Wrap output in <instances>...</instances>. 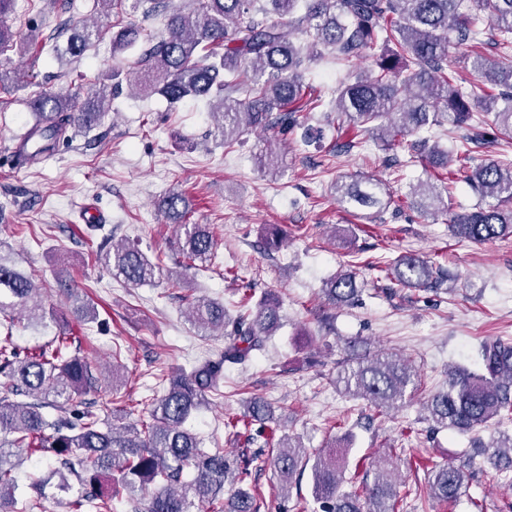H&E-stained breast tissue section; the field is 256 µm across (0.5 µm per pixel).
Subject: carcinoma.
<instances>
[{
    "label": "carcinoma",
    "mask_w": 512,
    "mask_h": 512,
    "mask_svg": "<svg viewBox=\"0 0 512 512\" xmlns=\"http://www.w3.org/2000/svg\"><path fill=\"white\" fill-rule=\"evenodd\" d=\"M186 16L171 0H131V9L149 17L166 14L165 29L157 36L129 22L112 39V53L142 47L139 71L132 84L147 95H159L175 105L185 99L206 98L211 116H219L218 135L226 145L241 142L250 129L285 132L295 122L297 105L319 107L305 81L312 64L327 55L350 64L373 59L371 68L349 75L336 90V125H349L377 134L410 162L436 169L431 179L411 185L409 204L424 215L448 209L445 198L456 178H462L479 202L452 216L451 236L481 244L512 238V162L490 160L474 168L469 156L425 138L411 139L451 112L454 121L473 119L480 110L495 135L474 140L488 146L512 144V64L490 61L481 49L512 53V0H193ZM14 0H0V50L17 44L6 22ZM486 13L491 33L478 38L480 13ZM288 26L309 37L298 45L283 31ZM70 32L66 48L54 46L62 62L93 47L98 30L85 23L65 21ZM471 60L469 77L462 78L448 61L450 50ZM106 84L92 90L81 110L73 100L41 93L31 100L35 144L26 162H35L61 142L97 125L107 113L113 90L122 85L121 72H104ZM336 200L357 208L384 210L392 193L379 181L338 180ZM162 211L183 230L175 248V264L188 271L206 266L216 241L204 224H186L185 198L168 193ZM112 276L137 288L155 281L160 263L142 250L123 244L99 255ZM380 278L403 288H428L441 281L429 261L401 256L379 269ZM362 286L356 274L339 272L325 281L322 291L333 305H350ZM40 289L32 277L8 256L0 254V512H28L18 507V471L22 452L41 453L58 466L47 476L29 482L36 499H52L50 490L69 493L67 512H112V499L122 493L133 512H258L257 489L250 486V461L228 457L219 447L204 448L185 428L190 416L205 405L207 396H224V367L243 366L262 350L280 327L279 300L266 292L252 305L253 288H242L240 310L231 316L224 304L199 298L189 321L206 336L227 332L224 349L197 362L189 371L156 375L161 395L145 401L147 416L137 423L117 425L129 415L113 413L109 405L91 404L69 412L75 400L93 389L98 376L92 362L77 353L76 337L60 323L54 310L37 301ZM26 322L36 332L55 325L48 340L32 347L13 341V328ZM479 364L471 370L453 367L447 386L430 395L424 410L437 428L467 434L478 428L512 421V343L499 338L483 341ZM344 393L389 410L405 400L407 389H418L413 365L398 354L355 357L338 375ZM56 414L49 416L45 409ZM258 424L265 445L275 450L267 458L279 478L278 494L289 498L288 484L311 467L312 495L321 512H396L398 465L387 462L361 490H342L346 450L333 446L314 452L298 437L276 436L271 404L253 397L244 412L225 420L236 430ZM487 460L497 472L512 470V432L499 433L488 445ZM237 484L224 501V485ZM464 474L455 465L436 466L428 478L427 495L448 506L457 502Z\"/></svg>",
    "instance_id": "carcinoma-1"
}]
</instances>
